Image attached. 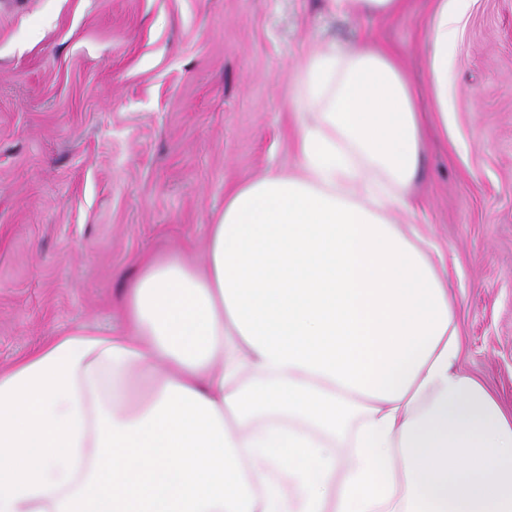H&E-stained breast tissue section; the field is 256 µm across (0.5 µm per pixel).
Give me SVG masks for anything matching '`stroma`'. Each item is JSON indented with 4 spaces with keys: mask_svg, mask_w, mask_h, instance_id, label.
Instances as JSON below:
<instances>
[{
    "mask_svg": "<svg viewBox=\"0 0 512 512\" xmlns=\"http://www.w3.org/2000/svg\"><path fill=\"white\" fill-rule=\"evenodd\" d=\"M432 0H0V369L79 326L118 335L143 259L203 264L233 187L295 170L287 95L311 49L391 46L426 117L411 221L463 340L512 408V0H473L440 115ZM336 12L349 11L374 14L378 16H395L403 13L408 0H327Z\"/></svg>",
    "mask_w": 512,
    "mask_h": 512,
    "instance_id": "stroma-1",
    "label": "stroma"
}]
</instances>
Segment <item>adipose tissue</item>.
<instances>
[{"mask_svg": "<svg viewBox=\"0 0 512 512\" xmlns=\"http://www.w3.org/2000/svg\"><path fill=\"white\" fill-rule=\"evenodd\" d=\"M471 0H435L437 82ZM297 171L229 192L203 266L167 255L120 336L0 369V512H512V412L457 370L412 214L418 107L386 46L293 86Z\"/></svg>", "mask_w": 512, "mask_h": 512, "instance_id": "adipose-tissue-1", "label": "adipose tissue"}]
</instances>
